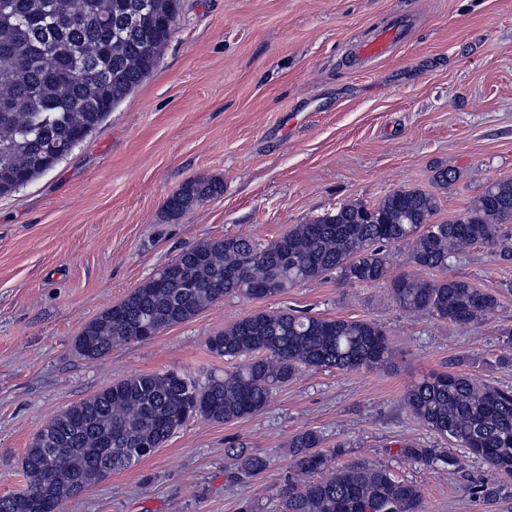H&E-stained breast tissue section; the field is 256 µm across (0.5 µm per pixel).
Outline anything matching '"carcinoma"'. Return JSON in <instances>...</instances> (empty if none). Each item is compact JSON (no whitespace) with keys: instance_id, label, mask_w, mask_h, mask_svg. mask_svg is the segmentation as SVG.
<instances>
[{"instance_id":"cac0c4a2","label":"carcinoma","mask_w":512,"mask_h":512,"mask_svg":"<svg viewBox=\"0 0 512 512\" xmlns=\"http://www.w3.org/2000/svg\"><path fill=\"white\" fill-rule=\"evenodd\" d=\"M179 10L180 0H0V197L53 169L156 69ZM223 191L218 180H192L167 208L184 212ZM437 211L434 194L400 188L373 205L343 204L267 245L243 235L199 244L88 323L75 346L100 359L227 296L275 297L330 274L349 285L388 281L405 311L459 326L484 321L498 298L450 267L475 245L512 260V178L490 182L454 219L433 224ZM397 247L433 276L390 275ZM208 348L234 364L203 385L174 370L132 375L50 418L25 451V485L0 495V512H59L63 500L139 463L192 419L227 423L260 413L302 369L372 370L392 359L374 322L291 309L247 315L210 337ZM405 404L491 475L512 477V389L433 372L408 388ZM289 452L282 512H420L418 484L382 465L332 466L341 450L323 448L315 430L294 436ZM401 452L427 465H460L436 448ZM235 457L240 478L269 467L244 448Z\"/></svg>"}]
</instances>
